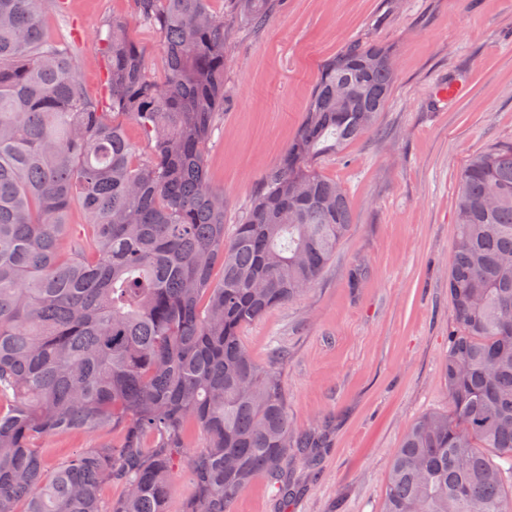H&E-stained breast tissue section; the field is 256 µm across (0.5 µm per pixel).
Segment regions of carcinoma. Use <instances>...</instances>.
<instances>
[{
    "label": "carcinoma",
    "mask_w": 512,
    "mask_h": 512,
    "mask_svg": "<svg viewBox=\"0 0 512 512\" xmlns=\"http://www.w3.org/2000/svg\"><path fill=\"white\" fill-rule=\"evenodd\" d=\"M275 2L229 0L224 17L211 0H133L163 45V78L114 16L93 100L71 42L43 30L65 0H0V512H167L181 465L186 512H229L257 475L279 485L313 449L293 439L282 380L242 332L309 290L346 238L347 189L314 161L374 128L396 67L374 42L329 59L226 234L204 146L224 112L231 25L263 24ZM448 299V411L406 432L383 512H512L511 142L461 172ZM192 426L204 447L188 445ZM106 427L119 441L46 469L43 439ZM112 483L123 493L106 501Z\"/></svg>",
    "instance_id": "cac0c4a2"
}]
</instances>
